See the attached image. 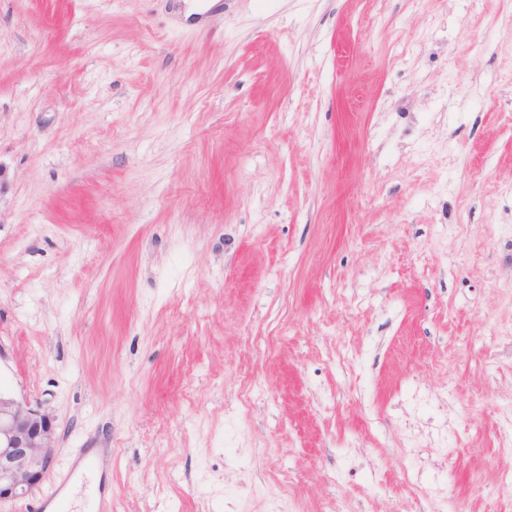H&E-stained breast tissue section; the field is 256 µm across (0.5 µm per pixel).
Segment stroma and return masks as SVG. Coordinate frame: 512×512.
<instances>
[{
    "instance_id": "stroma-1",
    "label": "stroma",
    "mask_w": 512,
    "mask_h": 512,
    "mask_svg": "<svg viewBox=\"0 0 512 512\" xmlns=\"http://www.w3.org/2000/svg\"><path fill=\"white\" fill-rule=\"evenodd\" d=\"M188 1L0 0V512H512V0ZM55 418L0 386V503L27 496L54 461Z\"/></svg>"
}]
</instances>
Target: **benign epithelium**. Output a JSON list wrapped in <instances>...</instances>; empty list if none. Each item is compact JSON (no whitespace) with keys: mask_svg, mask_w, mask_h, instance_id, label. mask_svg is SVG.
<instances>
[{"mask_svg":"<svg viewBox=\"0 0 512 512\" xmlns=\"http://www.w3.org/2000/svg\"><path fill=\"white\" fill-rule=\"evenodd\" d=\"M55 418L0 387V502L27 496L54 461Z\"/></svg>","mask_w":512,"mask_h":512,"instance_id":"1","label":"benign epithelium"}]
</instances>
